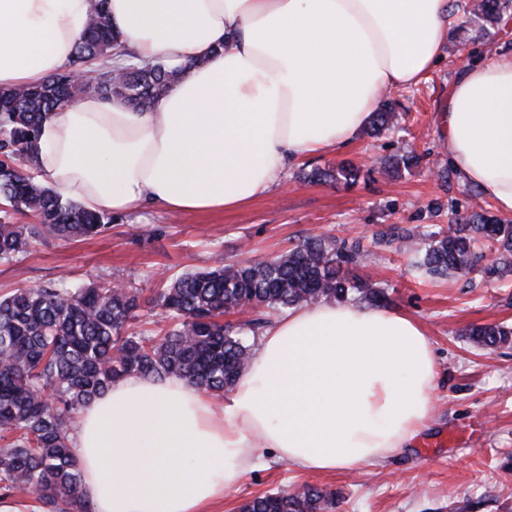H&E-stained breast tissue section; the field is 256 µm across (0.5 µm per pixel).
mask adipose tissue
<instances>
[{"label":"adipose tissue","instance_id":"obj_1","mask_svg":"<svg viewBox=\"0 0 512 512\" xmlns=\"http://www.w3.org/2000/svg\"><path fill=\"white\" fill-rule=\"evenodd\" d=\"M100 6L137 61L187 67L152 111L90 95L41 126L35 179L115 214L252 203L289 164L346 147L381 90L422 81L453 25L448 0H0V92L64 69ZM442 121L451 163L512 214V54L466 67ZM435 377L407 314L288 308L222 405L177 377H127L84 406L82 497L91 512H207L268 450L303 473L400 454Z\"/></svg>","mask_w":512,"mask_h":512}]
</instances>
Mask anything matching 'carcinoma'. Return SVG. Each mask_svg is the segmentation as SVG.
I'll return each mask as SVG.
<instances>
[{"instance_id":"1","label":"carcinoma","mask_w":512,"mask_h":512,"mask_svg":"<svg viewBox=\"0 0 512 512\" xmlns=\"http://www.w3.org/2000/svg\"><path fill=\"white\" fill-rule=\"evenodd\" d=\"M512 0H480L472 19L491 27L509 16ZM120 46L103 7L78 39L72 62L46 83L0 93V261L10 262L30 243L46 237L76 240L100 234L104 214L88 211L34 180L44 120L61 99L86 94L120 97L142 112L178 81L186 67L133 64L117 82L105 66L82 81L75 67L112 58ZM395 118L392 104L373 113L372 129ZM362 169L351 162L314 168L307 178L354 184ZM31 214L36 224H16L13 215ZM415 266L431 277L467 276L487 281L512 274V222L486 211L454 219L447 229L416 242ZM363 260L360 245L329 236L308 237L298 246L259 261L231 263L188 272L151 300L168 321L161 336L129 333L140 318V293L114 282L64 288L21 287L0 297V494L36 496L41 512H89L80 496L81 472L71 443L74 415L113 381L137 375L178 376L222 396L247 365L251 345L244 330L257 334L270 322L263 309L282 311L321 300L359 298L387 304V289L350 276ZM249 309L252 316L224 323L226 312ZM476 347L512 342V328L477 325L465 331ZM334 498L306 485L265 493L245 501L241 512H332Z\"/></svg>"}]
</instances>
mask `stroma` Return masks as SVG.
Listing matches in <instances>:
<instances>
[{
  "instance_id": "stroma-1",
  "label": "stroma",
  "mask_w": 512,
  "mask_h": 512,
  "mask_svg": "<svg viewBox=\"0 0 512 512\" xmlns=\"http://www.w3.org/2000/svg\"><path fill=\"white\" fill-rule=\"evenodd\" d=\"M504 52H512V20L490 28L455 11L440 63L419 85L388 92L400 114L397 127L376 136L361 130L348 147L290 164L265 196L236 210L180 215L153 205L112 215L94 237L35 240L16 261L0 262V293L112 280L148 298L163 277L262 260L306 235L360 241L369 254L352 276L387 288L388 309L417 319L432 343L437 376L428 428L403 453L351 471L300 473L269 458L226 491L214 512H239L251 497L303 484L332 493L335 512H512V344L479 349L464 335L473 325H512V284L487 283L477 273L429 279L414 266L404 237L494 210L490 196L452 169L442 112L451 83L475 57ZM410 151L420 158L417 167L385 170L389 157ZM343 160L362 167L357 184L306 177ZM390 227L397 238L374 245L375 233Z\"/></svg>"
}]
</instances>
